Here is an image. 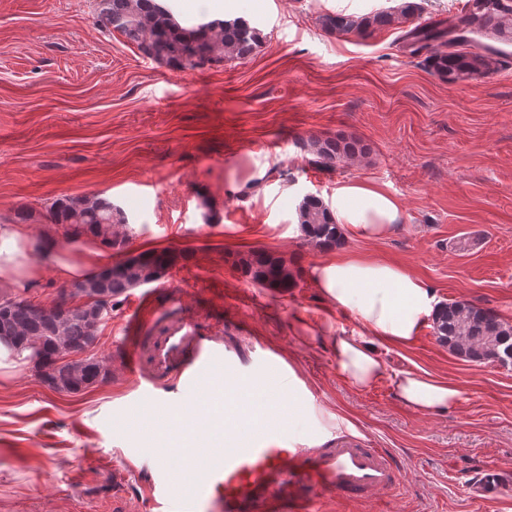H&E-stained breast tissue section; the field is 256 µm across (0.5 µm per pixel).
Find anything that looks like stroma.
Segmentation results:
<instances>
[{"label": "stroma", "mask_w": 512, "mask_h": 512, "mask_svg": "<svg viewBox=\"0 0 512 512\" xmlns=\"http://www.w3.org/2000/svg\"><path fill=\"white\" fill-rule=\"evenodd\" d=\"M174 0L190 25L242 17L263 41L246 59L173 70L100 27L97 0H0V221L28 210L30 258L43 273L28 295L52 306L66 282L41 249L78 250L83 238L49 223L61 196H97L120 208L112 232L125 252L169 248L184 258L159 281L131 290L101 324L90 351L102 380L59 392L34 362L0 369V512H113L137 495L118 461L148 462L167 430L169 404L191 399L144 394L123 370L133 302L181 294L184 311L225 335L243 332L288 357V399L305 409L286 447L347 428L401 468L397 491L376 503L325 500L320 512H512V488L496 508L475 501L480 469L512 472V368L463 361L439 345L430 325L414 343L385 350L389 376L357 390L339 374L328 327L359 328L316 288L313 266L333 258L304 237L303 196L333 202L348 180L386 185L401 202L389 237L344 239L341 251L393 261L423 279L442 302L466 300L512 323V55L496 73L448 83L413 50L410 30L456 13L461 0H415L419 9L382 30L334 33L327 13L355 16L403 0ZM354 137L365 153L327 170L307 151L311 138ZM248 182L232 194L229 179ZM466 249H459L460 241ZM253 248L299 270L279 294L254 285L234 264ZM412 370L450 382L459 401L416 413L393 394L391 377Z\"/></svg>", "instance_id": "stroma-1"}]
</instances>
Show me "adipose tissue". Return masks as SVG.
<instances>
[{"mask_svg":"<svg viewBox=\"0 0 512 512\" xmlns=\"http://www.w3.org/2000/svg\"><path fill=\"white\" fill-rule=\"evenodd\" d=\"M341 234L377 241L394 232L401 220L398 200L375 183L349 181L336 190L330 206ZM30 237L22 225L0 222V285L15 291L29 288L40 270L29 260ZM53 253L60 278L83 280L102 265L96 240H88L81 254ZM313 280L337 308L359 319L361 330H338L331 339L336 366L352 387L364 389L391 378L397 399L421 413H437L460 399L448 382L411 371L388 375L382 357L392 346L410 345L432 316L436 297L421 279L395 262L341 255L319 263Z\"/></svg>","mask_w":512,"mask_h":512,"instance_id":"1","label":"adipose tissue"}]
</instances>
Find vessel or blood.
<instances>
[{"label":"vessel or blood","mask_w":512,"mask_h":512,"mask_svg":"<svg viewBox=\"0 0 512 512\" xmlns=\"http://www.w3.org/2000/svg\"><path fill=\"white\" fill-rule=\"evenodd\" d=\"M154 305L150 295L137 300V315L127 324L133 342L125 370L148 388L178 385L201 411H213L214 428L201 447L177 448L169 437L158 438L155 468L122 461L124 478L141 499L156 507L176 499L183 512L201 504L208 512H317L332 496L369 502L397 490L400 468L387 449L336 430L308 446L283 447L287 426L253 402L268 372H287L279 351L184 316L176 293L161 313L164 328L139 335L140 315ZM509 486L512 475L487 466L472 494L490 503Z\"/></svg>","instance_id":"obj_1"}]
</instances>
